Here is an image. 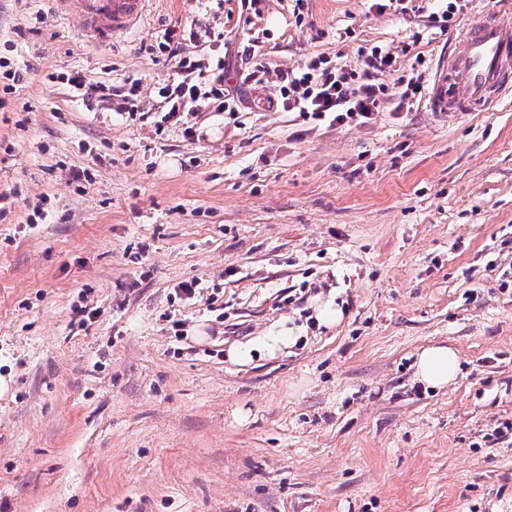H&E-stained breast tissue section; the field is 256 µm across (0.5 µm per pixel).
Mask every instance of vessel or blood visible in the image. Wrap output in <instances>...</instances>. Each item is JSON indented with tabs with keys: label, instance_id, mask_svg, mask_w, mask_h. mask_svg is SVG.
Returning a JSON list of instances; mask_svg holds the SVG:
<instances>
[{
	"label": "vessel or blood",
	"instance_id": "obj_1",
	"mask_svg": "<svg viewBox=\"0 0 512 512\" xmlns=\"http://www.w3.org/2000/svg\"><path fill=\"white\" fill-rule=\"evenodd\" d=\"M147 0H57L60 13L87 38L114 41L136 29ZM512 91V10L480 9L434 74L426 108L450 122L487 112Z\"/></svg>",
	"mask_w": 512,
	"mask_h": 512
}]
</instances>
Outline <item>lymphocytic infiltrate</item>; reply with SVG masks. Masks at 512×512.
I'll return each instance as SVG.
<instances>
[{
  "instance_id": "lymphocytic-infiltrate-1",
  "label": "lymphocytic infiltrate",
  "mask_w": 512,
  "mask_h": 512,
  "mask_svg": "<svg viewBox=\"0 0 512 512\" xmlns=\"http://www.w3.org/2000/svg\"><path fill=\"white\" fill-rule=\"evenodd\" d=\"M146 53L159 52L174 64V72L159 84L154 97L157 102V130L178 126L186 139L196 137L188 117L198 102H206L214 112H237L242 104L226 84L229 65L224 57L210 62L192 59L181 38L165 33L163 41L146 46ZM361 69L333 63L331 58L316 56L292 68L279 71L272 95L265 98V110L277 108L299 113L306 121L331 125H364L387 103L397 109H412L423 97L427 86L426 60L415 56L406 74H398V58L390 48L359 46ZM396 83H388L389 75ZM88 107L134 114V102L140 94L141 81L128 78L111 86L91 82L83 76L70 78Z\"/></svg>"
}]
</instances>
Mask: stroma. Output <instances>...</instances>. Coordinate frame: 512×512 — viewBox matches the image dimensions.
I'll use <instances>...</instances> for the list:
<instances>
[{
    "label": "stroma",
    "instance_id": "stroma-1",
    "mask_svg": "<svg viewBox=\"0 0 512 512\" xmlns=\"http://www.w3.org/2000/svg\"><path fill=\"white\" fill-rule=\"evenodd\" d=\"M258 7L148 0L100 46L54 0H0V57L25 73L0 77V512H512V96L450 125L201 103L191 141L66 82L137 78L150 110L172 68L142 47L186 26L192 55L242 70L251 45L273 74L360 67L364 43L405 64L418 32L433 71L477 15L435 37L366 0H306L299 25L292 0ZM280 324L301 331L282 354L228 359ZM439 344L461 370L428 389L414 362Z\"/></svg>",
    "mask_w": 512,
    "mask_h": 512
}]
</instances>
